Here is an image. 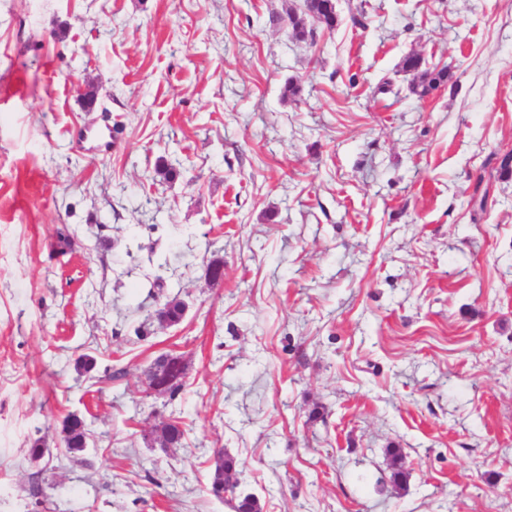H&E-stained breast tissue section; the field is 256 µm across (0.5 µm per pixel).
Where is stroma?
Here are the masks:
<instances>
[{"mask_svg": "<svg viewBox=\"0 0 512 512\" xmlns=\"http://www.w3.org/2000/svg\"><path fill=\"white\" fill-rule=\"evenodd\" d=\"M302 6L0 0V512H233L220 449L263 512H512V0H338L312 42ZM310 17L328 31H333L340 23L335 0H304L300 12L287 13L288 29L297 40H306L308 37L313 40L314 29L307 28V19ZM423 65L424 60L417 53L405 56L399 64V71L411 76L408 86L411 93L424 97L452 82L453 75L448 67L430 70ZM158 372L164 373L170 383L167 393L165 394L169 395V401L177 399L185 389L186 381L182 376L180 367L176 363L168 360L165 355L159 356L153 365L149 368L146 374V388L144 391L147 393V395H152L147 386V383ZM64 429L67 433V448L82 451L90 436L84 420L75 414H71L65 418ZM151 433L156 435L160 445L169 446L167 448H177L183 446L187 430L180 418L174 417L155 425ZM238 473L236 459L226 452H219L214 458L210 473L211 493L218 499H223L226 493L233 495L234 485L230 483V479Z\"/></svg>", "mask_w": 512, "mask_h": 512, "instance_id": "1", "label": "stroma"}]
</instances>
